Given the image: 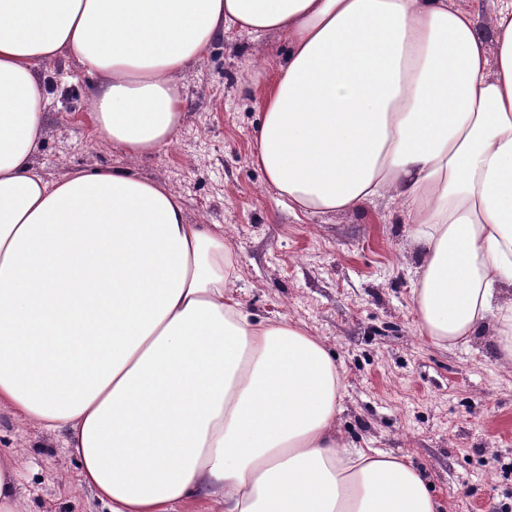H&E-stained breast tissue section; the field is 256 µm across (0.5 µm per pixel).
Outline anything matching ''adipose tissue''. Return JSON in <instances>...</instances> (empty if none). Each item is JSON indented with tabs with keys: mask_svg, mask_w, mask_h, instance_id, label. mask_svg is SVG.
Here are the masks:
<instances>
[{
	"mask_svg": "<svg viewBox=\"0 0 512 512\" xmlns=\"http://www.w3.org/2000/svg\"><path fill=\"white\" fill-rule=\"evenodd\" d=\"M282 34L252 160L289 207L408 208L423 336L490 329L512 366V0L488 54L454 0H0V404L65 431L110 512H437L406 458L337 428L321 341L254 321L232 251L162 182L34 163L62 56L95 76V137L168 146L177 77L224 34Z\"/></svg>",
	"mask_w": 512,
	"mask_h": 512,
	"instance_id": "obj_1",
	"label": "adipose tissue"
}]
</instances>
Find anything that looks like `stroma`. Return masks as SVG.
Returning <instances> with one entry per match:
<instances>
[{
    "instance_id": "35a3bbf8",
    "label": "stroma",
    "mask_w": 512,
    "mask_h": 512,
    "mask_svg": "<svg viewBox=\"0 0 512 512\" xmlns=\"http://www.w3.org/2000/svg\"><path fill=\"white\" fill-rule=\"evenodd\" d=\"M287 55L280 34H225L179 77L185 104L173 142L138 160L93 139L95 79L58 58L42 69L51 104L34 162L50 178L112 167L171 186L188 221L213 225L231 247L246 312L297 323L334 358L337 426L349 442L408 456L440 512H512V367L497 362L490 332L451 349L421 336L411 302L419 256L403 203L296 213L252 162L257 86ZM63 440L0 407V455L16 464L25 512H108L80 484Z\"/></svg>"
}]
</instances>
